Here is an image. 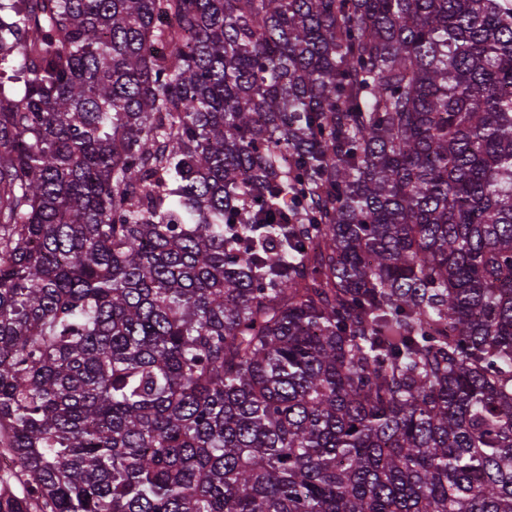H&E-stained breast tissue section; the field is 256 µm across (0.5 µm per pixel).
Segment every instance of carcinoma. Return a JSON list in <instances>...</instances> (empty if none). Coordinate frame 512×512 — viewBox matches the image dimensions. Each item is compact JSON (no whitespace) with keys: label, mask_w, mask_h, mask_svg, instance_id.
<instances>
[{"label":"carcinoma","mask_w":512,"mask_h":512,"mask_svg":"<svg viewBox=\"0 0 512 512\" xmlns=\"http://www.w3.org/2000/svg\"><path fill=\"white\" fill-rule=\"evenodd\" d=\"M0 512H512V0H0Z\"/></svg>","instance_id":"cac0c4a2"}]
</instances>
